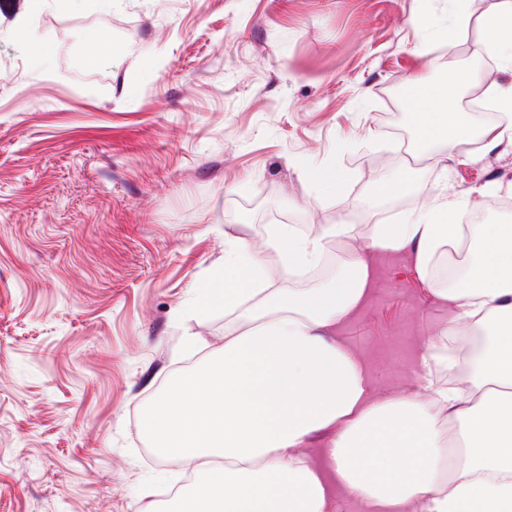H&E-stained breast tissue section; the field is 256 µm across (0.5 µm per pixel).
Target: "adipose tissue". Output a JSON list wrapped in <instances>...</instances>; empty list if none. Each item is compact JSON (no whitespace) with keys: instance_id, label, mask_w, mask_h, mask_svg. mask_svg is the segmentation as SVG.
<instances>
[{"instance_id":"ef3b65f1","label":"adipose tissue","mask_w":512,"mask_h":512,"mask_svg":"<svg viewBox=\"0 0 512 512\" xmlns=\"http://www.w3.org/2000/svg\"><path fill=\"white\" fill-rule=\"evenodd\" d=\"M484 29L486 52L512 64V0ZM481 80L476 70L448 87L413 79L429 102L417 124L433 164L471 139L455 119V88ZM467 204L441 194L405 223L373 225L347 274L321 288L273 287L261 253L304 269L329 239H355L353 225L321 234L276 225L258 247L226 241L224 268L239 280L224 289V345L174 376L144 420L156 448L196 470L170 512H335L336 483L361 512H512V224L456 223ZM468 240L476 247L462 283L431 288L453 315L420 346L415 390L377 395L334 334L367 291V251L409 252L424 274ZM477 332L487 338L479 357L449 350V339ZM318 435L317 461L307 447ZM454 440L465 455L452 465Z\"/></svg>"}]
</instances>
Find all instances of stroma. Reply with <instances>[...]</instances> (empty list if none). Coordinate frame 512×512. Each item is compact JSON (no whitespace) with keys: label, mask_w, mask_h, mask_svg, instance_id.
Masks as SVG:
<instances>
[{"label":"stroma","mask_w":512,"mask_h":512,"mask_svg":"<svg viewBox=\"0 0 512 512\" xmlns=\"http://www.w3.org/2000/svg\"><path fill=\"white\" fill-rule=\"evenodd\" d=\"M502 0H25L0 10V512H160L186 462L156 457L143 410L179 365L224 345V240L275 218L367 235L423 198L512 222V143L439 165L394 88L479 67ZM468 21L456 27L457 12ZM432 25H415L416 17ZM120 57L89 62L98 36ZM51 43L53 55L34 59ZM346 176L340 195L310 175ZM407 181L363 211L379 180ZM493 185L503 205L475 195ZM338 336L380 394L415 385L419 345L451 315L409 253L373 255ZM201 337L198 353L184 349Z\"/></svg>","instance_id":"1"}]
</instances>
